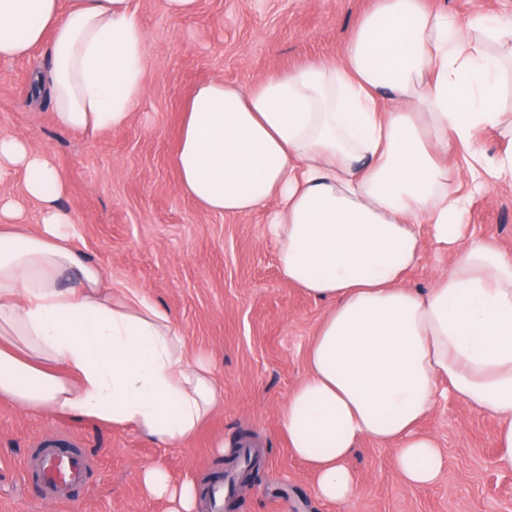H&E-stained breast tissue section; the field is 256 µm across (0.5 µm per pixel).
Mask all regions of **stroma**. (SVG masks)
Masks as SVG:
<instances>
[{
    "instance_id": "35a3bbf8",
    "label": "stroma",
    "mask_w": 512,
    "mask_h": 512,
    "mask_svg": "<svg viewBox=\"0 0 512 512\" xmlns=\"http://www.w3.org/2000/svg\"><path fill=\"white\" fill-rule=\"evenodd\" d=\"M461 21L512 19V0H424ZM373 0H198L173 17L166 0H130L147 35L146 94L130 125L89 134L62 128L47 95L44 49L0 61V133L27 137L50 152L63 177L59 205L72 218L71 247L104 271L112 289L138 288L166 308L189 350L224 384V401L179 446L94 420L31 413L0 399V512H169L148 495L142 468L172 482L202 484L223 470L234 440L250 434L263 455L235 512H338L316 496L315 478L293 458L278 410L306 371V350L326 308L290 284L264 235L267 210L247 216L204 212L180 188L174 158L188 98L221 79L244 88L314 59H339ZM474 237L512 252V189L475 196L464 218ZM498 423L491 414L446 401L427 418L447 456L431 487L408 489L395 451L361 443L351 459L361 494L339 512H512V474L493 465ZM74 448L91 462L71 504L50 501L30 470L38 449Z\"/></svg>"
}]
</instances>
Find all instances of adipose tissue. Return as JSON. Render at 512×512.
<instances>
[{
	"label": "adipose tissue",
	"mask_w": 512,
	"mask_h": 512,
	"mask_svg": "<svg viewBox=\"0 0 512 512\" xmlns=\"http://www.w3.org/2000/svg\"><path fill=\"white\" fill-rule=\"evenodd\" d=\"M47 46L49 97L67 129L117 131L146 93V33L130 0H0V59ZM512 69V23L461 21L423 0H374L342 55L247 88L212 80L192 95L174 159L181 189L208 212L248 215L276 200L264 235L288 281L328 301L306 372L280 409L289 453L322 501L362 487L349 465L365 441L394 447L407 487L447 467L422 423L452 397L492 414L495 466L512 473V254L469 235L475 192L512 185V141L486 155L477 134ZM467 151L463 179L439 161ZM0 398L37 412L131 427L169 446L193 438L224 387L169 312L140 289L104 287L69 248L63 181L24 136L0 134ZM43 230L15 232L26 202ZM449 257L431 288L407 287L425 243ZM77 270L76 282L61 281ZM145 491L194 512L193 484L143 470Z\"/></svg>",
	"instance_id": "adipose-tissue-1"
}]
</instances>
